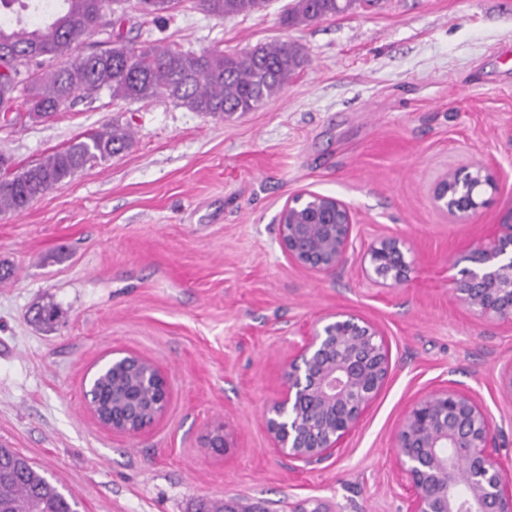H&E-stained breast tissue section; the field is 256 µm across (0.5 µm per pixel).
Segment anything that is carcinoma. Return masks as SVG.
Listing matches in <instances>:
<instances>
[{"label":"carcinoma","mask_w":512,"mask_h":512,"mask_svg":"<svg viewBox=\"0 0 512 512\" xmlns=\"http://www.w3.org/2000/svg\"><path fill=\"white\" fill-rule=\"evenodd\" d=\"M264 0H196L197 9L216 20L249 13ZM355 0H295L285 24L309 23L348 10ZM140 12L162 20L179 0H138ZM106 0H61L37 23L0 18V128L21 120H47L80 95L106 89L124 101L168 99L191 112L213 117L253 112L280 95L288 79L306 63L299 45L278 41L237 53H196L168 45L137 48L123 42L88 56L74 51L102 26ZM24 98L26 111L15 109ZM130 131L114 123L74 138L40 162L18 167L0 152V214L25 210L87 164L118 155L129 146ZM97 400L112 402V366L98 374ZM67 498L23 456L0 448V512H74Z\"/></svg>","instance_id":"1"}]
</instances>
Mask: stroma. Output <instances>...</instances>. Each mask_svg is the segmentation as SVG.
I'll return each mask as SVG.
<instances>
[{
    "label": "stroma",
    "mask_w": 512,
    "mask_h": 512,
    "mask_svg": "<svg viewBox=\"0 0 512 512\" xmlns=\"http://www.w3.org/2000/svg\"><path fill=\"white\" fill-rule=\"evenodd\" d=\"M135 4L77 55L117 39L195 52L288 40L307 63L245 114L103 90L0 129V152L21 167L115 121L132 135L121 154L0 215V446L79 512H407L396 431L452 381L492 412L497 453L512 459L500 387L512 321L472 315L450 286L512 212V0H355L292 26L281 17L293 0L224 21L182 0L158 23ZM475 161L497 188L474 218L450 222L434 187ZM304 189L345 201L354 222L346 263L316 275L288 260L276 222ZM385 237L410 264L397 285L366 258ZM48 304L50 326L34 319ZM337 311L379 328L388 375L342 452L304 465L274 448L263 413L305 334ZM119 353L167 379L165 412L138 435L103 428L85 406L86 376Z\"/></svg>",
    "instance_id": "35a3bbf8"
}]
</instances>
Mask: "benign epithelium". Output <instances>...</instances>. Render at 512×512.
Masks as SVG:
<instances>
[{
    "mask_svg": "<svg viewBox=\"0 0 512 512\" xmlns=\"http://www.w3.org/2000/svg\"><path fill=\"white\" fill-rule=\"evenodd\" d=\"M486 188H495L489 166L474 162L451 169L433 191L436 207L452 221L473 217ZM280 244L301 269L323 273L347 259L353 237L350 206L333 196L303 190L279 214ZM374 273L400 283L409 264L403 243L384 238L367 253ZM472 266L452 280L455 297L477 316L512 321V211L494 241L469 257ZM124 375L113 380L112 413L104 427L138 434L164 413L168 388L150 360L128 354L113 361ZM388 355L379 329L336 312L315 326L288 362L285 387L266 409L265 428L274 447L305 465L336 454L382 388ZM496 447L491 414L467 391L448 386L417 401L395 437L398 469L409 484L408 512H512V468Z\"/></svg>",
    "mask_w": 512,
    "mask_h": 512,
    "instance_id": "obj_1",
    "label": "benign epithelium"
}]
</instances>
